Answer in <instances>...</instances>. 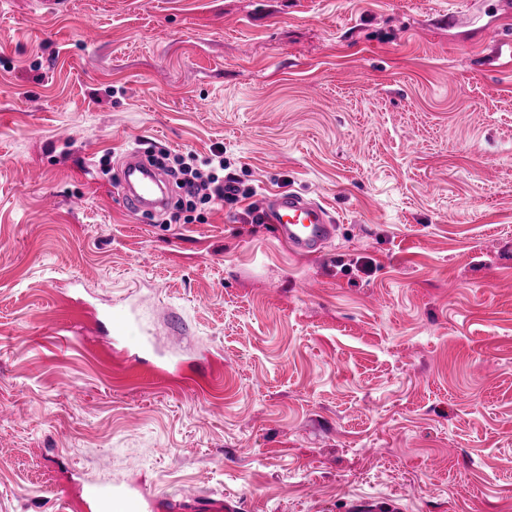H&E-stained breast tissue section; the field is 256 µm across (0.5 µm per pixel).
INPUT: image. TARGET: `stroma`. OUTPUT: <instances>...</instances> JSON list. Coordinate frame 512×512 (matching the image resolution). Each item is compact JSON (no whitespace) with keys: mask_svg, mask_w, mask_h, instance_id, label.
<instances>
[{"mask_svg":"<svg viewBox=\"0 0 512 512\" xmlns=\"http://www.w3.org/2000/svg\"><path fill=\"white\" fill-rule=\"evenodd\" d=\"M494 29L512 0H0V512H512ZM217 145L252 197L122 206L127 150ZM283 191L334 217L321 254L244 222ZM101 323L116 336L121 335L133 321V314L124 310H105L101 315ZM89 494L99 499L104 510L102 512H112L116 507L122 508L127 512H138L139 503L135 495L123 488H114L112 483H106L87 488ZM165 512H239V502L232 498L197 493L178 494L163 503Z\"/></svg>","mask_w":512,"mask_h":512,"instance_id":"35a3bbf8","label":"stroma"}]
</instances>
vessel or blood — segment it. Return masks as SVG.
Returning a JSON list of instances; mask_svg holds the SVG:
<instances>
[{
  "mask_svg": "<svg viewBox=\"0 0 512 512\" xmlns=\"http://www.w3.org/2000/svg\"><path fill=\"white\" fill-rule=\"evenodd\" d=\"M122 197L134 212H149L166 201L163 181L143 150L135 149L126 155L121 173ZM264 223L270 224L275 237L285 242L292 252L312 256L333 239L334 219L319 202L299 192H281L267 201ZM133 315L124 310H105L102 324L113 334H122L131 325ZM89 494L99 499L103 512L122 508L123 512H139L135 495L111 484L89 487ZM164 512H240L239 503L232 498L213 497L201 493L178 494L163 504Z\"/></svg>",
  "mask_w": 512,
  "mask_h": 512,
  "instance_id": "1",
  "label": "vessel or blood"
}]
</instances>
